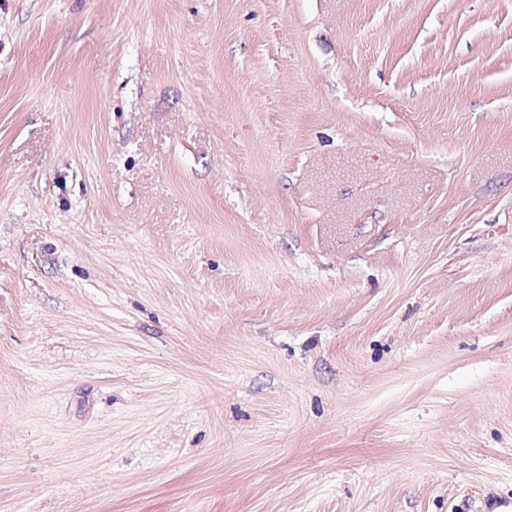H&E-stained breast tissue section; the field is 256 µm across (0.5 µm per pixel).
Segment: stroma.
Instances as JSON below:
<instances>
[{"mask_svg": "<svg viewBox=\"0 0 512 512\" xmlns=\"http://www.w3.org/2000/svg\"><path fill=\"white\" fill-rule=\"evenodd\" d=\"M0 512H512V0H0Z\"/></svg>", "mask_w": 512, "mask_h": 512, "instance_id": "stroma-1", "label": "stroma"}]
</instances>
